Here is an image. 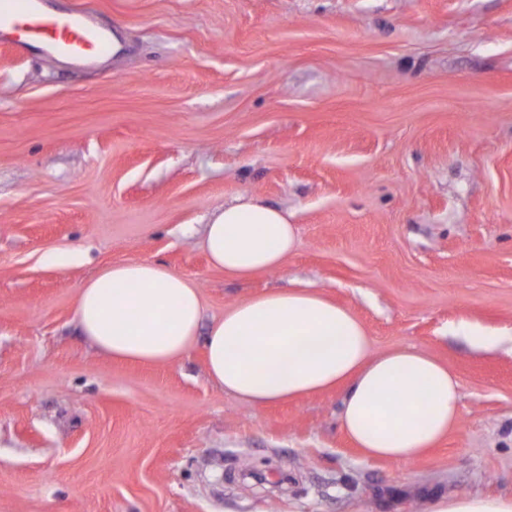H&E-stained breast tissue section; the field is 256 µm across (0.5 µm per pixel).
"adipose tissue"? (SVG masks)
I'll return each mask as SVG.
<instances>
[{"label": "adipose tissue", "instance_id": "obj_1", "mask_svg": "<svg viewBox=\"0 0 512 512\" xmlns=\"http://www.w3.org/2000/svg\"><path fill=\"white\" fill-rule=\"evenodd\" d=\"M203 248L225 276L281 269L297 244L287 210L260 198L236 200L205 227ZM75 317L115 359L172 363L197 341L199 288L153 262L105 268L80 290ZM207 375L243 403L261 407L344 387L341 429L364 456L409 463L460 417L461 385L430 354H372L362 323L312 288L270 291L225 309L205 341ZM427 512H512V495H440Z\"/></svg>", "mask_w": 512, "mask_h": 512}]
</instances>
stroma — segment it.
Returning a JSON list of instances; mask_svg holds the SVG:
<instances>
[{"label":"stroma","mask_w":512,"mask_h":512,"mask_svg":"<svg viewBox=\"0 0 512 512\" xmlns=\"http://www.w3.org/2000/svg\"><path fill=\"white\" fill-rule=\"evenodd\" d=\"M123 44L99 66L0 33V512H426L512 494V0H45ZM288 210L279 270L226 278L216 210ZM76 254L60 266L49 255ZM147 261L194 281L202 328L308 284L373 352L463 388L410 464L363 458L333 389L253 408L204 340L165 365L82 335L80 289ZM496 344L472 347L461 329ZM427 512H512V495H440L429 502Z\"/></svg>","instance_id":"obj_1"}]
</instances>
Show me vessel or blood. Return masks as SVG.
<instances>
[{
  "label": "vessel or blood",
  "instance_id": "vessel-or-blood-1",
  "mask_svg": "<svg viewBox=\"0 0 512 512\" xmlns=\"http://www.w3.org/2000/svg\"><path fill=\"white\" fill-rule=\"evenodd\" d=\"M15 33L19 50L46 49L69 58L111 55L108 32L89 20L87 13L65 17L47 14L43 0H0V31Z\"/></svg>",
  "mask_w": 512,
  "mask_h": 512
}]
</instances>
